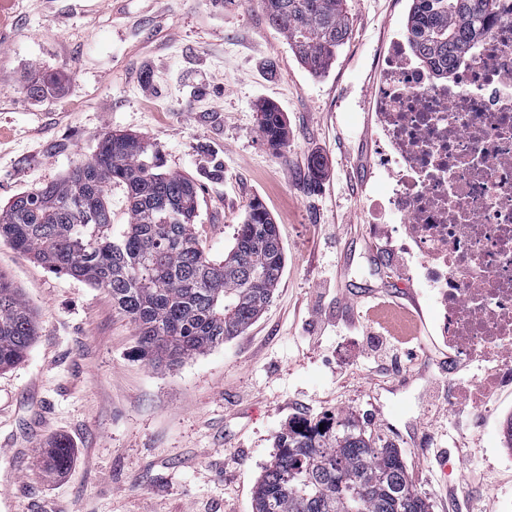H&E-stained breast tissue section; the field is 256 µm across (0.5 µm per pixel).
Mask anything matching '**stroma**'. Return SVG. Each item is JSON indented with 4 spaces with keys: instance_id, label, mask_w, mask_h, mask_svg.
<instances>
[{
    "instance_id": "obj_1",
    "label": "stroma",
    "mask_w": 512,
    "mask_h": 512,
    "mask_svg": "<svg viewBox=\"0 0 512 512\" xmlns=\"http://www.w3.org/2000/svg\"><path fill=\"white\" fill-rule=\"evenodd\" d=\"M348 6L350 36L314 76L260 0H0L1 207L91 157L104 133H134L163 171L196 180L210 256L223 257L256 199L285 253L264 312L170 370L139 355L107 292L1 242L0 272L37 330L24 361L0 372V512H253L277 434L345 416L401 449L431 512H453L463 486L482 512H512V401L490 400L484 420L449 406L478 369L449 371L434 292L400 248L398 217L373 205L385 184L369 91L412 0ZM56 72L59 88L28 95V77ZM266 102L285 114L282 145L258 131ZM381 300L416 312V357L395 367L366 361L356 334ZM56 438L73 450L61 474L39 465Z\"/></svg>"
}]
</instances>
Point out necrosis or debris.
<instances>
[{"mask_svg": "<svg viewBox=\"0 0 512 512\" xmlns=\"http://www.w3.org/2000/svg\"><path fill=\"white\" fill-rule=\"evenodd\" d=\"M371 110L400 167L389 196L408 221L438 329L461 357L495 363L476 386L512 395V0L485 39L436 79L409 35L377 61Z\"/></svg>", "mask_w": 512, "mask_h": 512, "instance_id": "obj_1", "label": "necrosis or debris"}]
</instances>
